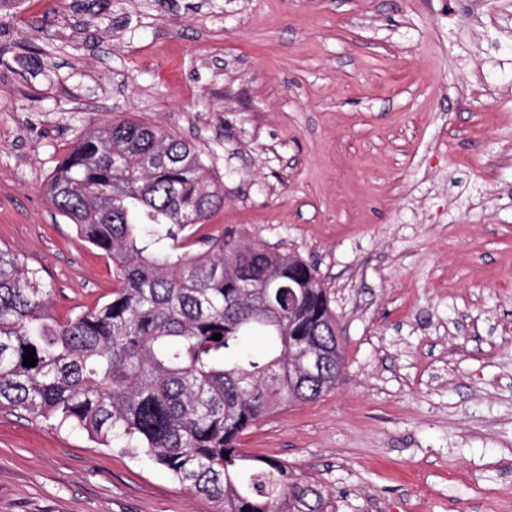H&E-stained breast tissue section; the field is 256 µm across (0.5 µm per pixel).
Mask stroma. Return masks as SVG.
Returning <instances> with one entry per match:
<instances>
[{
	"mask_svg": "<svg viewBox=\"0 0 512 512\" xmlns=\"http://www.w3.org/2000/svg\"><path fill=\"white\" fill-rule=\"evenodd\" d=\"M203 153L231 233L316 265L336 387L241 439L339 512H512V0H12L0 244L64 321L120 282L46 193L88 126ZM163 467L0 410V512H220Z\"/></svg>",
	"mask_w": 512,
	"mask_h": 512,
	"instance_id": "stroma-1",
	"label": "stroma"
}]
</instances>
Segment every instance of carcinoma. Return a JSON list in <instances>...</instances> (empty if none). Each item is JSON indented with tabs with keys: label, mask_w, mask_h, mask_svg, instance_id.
<instances>
[{
	"label": "carcinoma",
	"mask_w": 512,
	"mask_h": 512,
	"mask_svg": "<svg viewBox=\"0 0 512 512\" xmlns=\"http://www.w3.org/2000/svg\"><path fill=\"white\" fill-rule=\"evenodd\" d=\"M48 194L121 287L59 322L41 271L0 247V409L145 456L222 512H336L322 482L240 448L273 405L320 397L288 384L300 349L336 345L319 335L336 315L316 266L231 235L195 238L224 205L222 186L195 144L156 125L90 129ZM253 332L279 349L244 351Z\"/></svg>",
	"instance_id": "1"
}]
</instances>
